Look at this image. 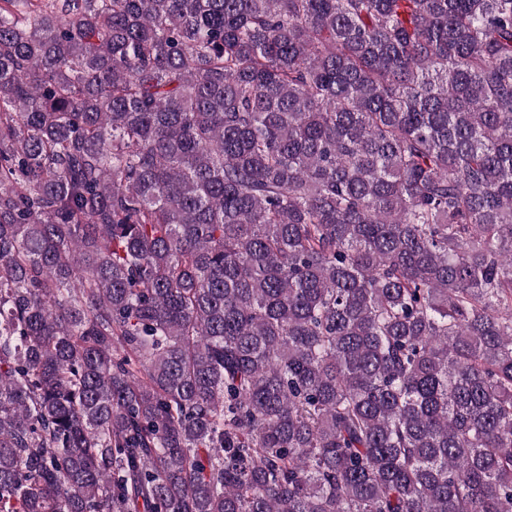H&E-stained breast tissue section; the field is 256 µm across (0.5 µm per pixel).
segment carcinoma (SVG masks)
<instances>
[{"label":"carcinoma","instance_id":"obj_1","mask_svg":"<svg viewBox=\"0 0 512 512\" xmlns=\"http://www.w3.org/2000/svg\"><path fill=\"white\" fill-rule=\"evenodd\" d=\"M0 512H512V0H0Z\"/></svg>","mask_w":512,"mask_h":512}]
</instances>
